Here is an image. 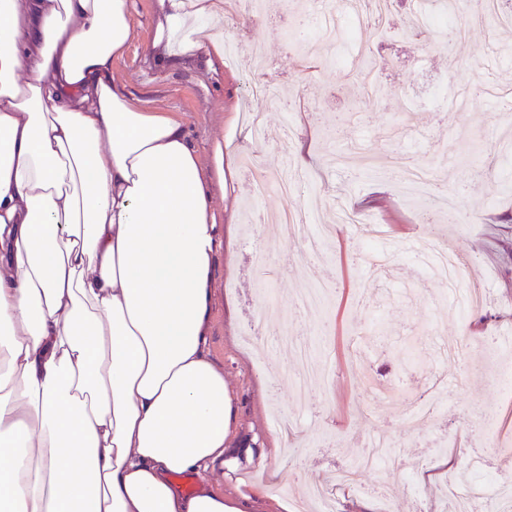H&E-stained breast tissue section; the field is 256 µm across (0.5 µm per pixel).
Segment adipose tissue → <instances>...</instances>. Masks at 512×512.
<instances>
[{"instance_id":"ef3b65f1","label":"adipose tissue","mask_w":512,"mask_h":512,"mask_svg":"<svg viewBox=\"0 0 512 512\" xmlns=\"http://www.w3.org/2000/svg\"><path fill=\"white\" fill-rule=\"evenodd\" d=\"M158 4V65L222 60L224 0ZM132 35L131 0H0V512L257 508L173 480L232 441L218 239L182 122L112 76Z\"/></svg>"}]
</instances>
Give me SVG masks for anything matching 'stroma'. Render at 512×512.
<instances>
[{"label": "stroma", "mask_w": 512, "mask_h": 512, "mask_svg": "<svg viewBox=\"0 0 512 512\" xmlns=\"http://www.w3.org/2000/svg\"><path fill=\"white\" fill-rule=\"evenodd\" d=\"M234 15L233 53L207 69L195 62L166 69L145 52L160 18L158 0H133V38L113 75L131 98L174 113L198 150L204 169L212 167L216 141L224 143V190L214 195L216 230L222 240L213 270L209 357L224 373L233 399V442L211 480L225 496L264 491L263 512L307 507L308 487L329 481L363 451L367 440L386 437L399 451L401 467L383 477L364 473L362 491L337 488L336 512H443L447 468L423 477L416 461L437 460L436 446L453 437L480 453L472 480H492L512 490V399L494 386L501 355L489 341L512 340V158L496 155L499 134L512 133L502 109L488 96L472 95L480 81L499 71L512 82V62L494 59L507 36L495 20L478 19L473 0H461L449 14L451 27H468L456 57L431 48L428 38L405 36L416 0H393L392 23L357 31L342 29L340 48L366 49L375 62L381 96L358 101L351 85L357 75L351 56L311 67L292 36H316L312 18H301L282 0H267L255 20L239 0H227ZM274 83L278 96L299 99L301 111L269 109L249 84ZM468 97L466 111L441 109V95ZM424 167L427 186L414 199L399 192L396 164ZM291 172V194L272 193L254 202V171ZM455 197V221L420 213L436 200ZM354 204L386 225L395 244L390 274L374 275L362 247L363 231L336 221L338 204ZM305 215L325 224L322 251L306 248L302 237L281 224V213ZM442 233L469 258L470 282L487 288L488 302L464 319L449 313L437 281L416 264L413 248ZM266 251L268 265L252 255ZM335 291L321 313L299 309L302 289L318 283ZM262 314H254V307ZM311 338L323 362L332 366L327 386L297 396L291 380L296 361L277 344L281 324ZM469 342L473 356L443 360L427 350L410 360L403 342L418 335ZM448 389L438 413L422 431L408 432L399 409L424 400L428 381ZM296 423L290 438L274 430L275 408Z\"/></svg>", "instance_id": "35a3bbf8"}]
</instances>
